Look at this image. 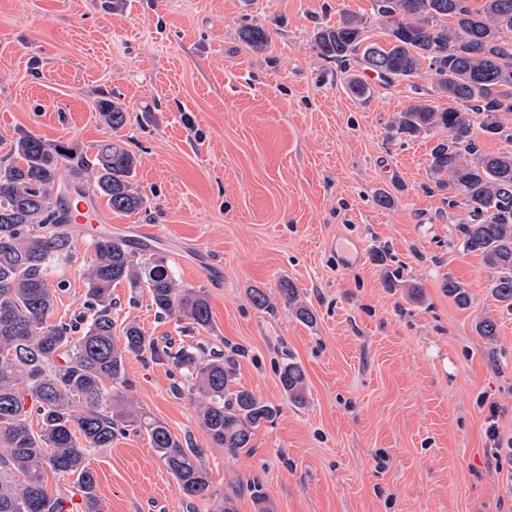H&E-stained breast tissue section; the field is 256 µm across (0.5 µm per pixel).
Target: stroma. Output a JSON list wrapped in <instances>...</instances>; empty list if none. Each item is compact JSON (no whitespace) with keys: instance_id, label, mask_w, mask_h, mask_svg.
I'll return each instance as SVG.
<instances>
[{"instance_id":"obj_1","label":"stroma","mask_w":512,"mask_h":512,"mask_svg":"<svg viewBox=\"0 0 512 512\" xmlns=\"http://www.w3.org/2000/svg\"><path fill=\"white\" fill-rule=\"evenodd\" d=\"M345 12L386 45L372 0H0V157L26 133L94 153L116 135L99 112L109 98L128 110L117 135L146 198L138 213L72 225L74 261L57 271L70 288L53 320L84 309L92 238L125 240L206 292L200 340L237 350V387L278 409L230 453L201 427L196 398L173 392L168 366L128 357L127 396L203 449L210 495H180L147 435L129 429L92 455L102 512H512V456L493 455L485 436L495 405L500 442L512 441V307L462 250L468 211L429 170L445 131L392 129L429 74L388 86L361 69L371 93L356 96L320 56L317 29ZM248 25L268 32L264 48L241 39ZM379 192L389 205L375 204ZM332 240L359 260L338 266ZM448 277L468 305L448 296ZM284 280L313 322L284 302ZM112 296L115 328L175 339L188 328L127 285ZM486 315L490 338L477 329ZM289 361L305 373L302 406L279 382Z\"/></svg>"}]
</instances>
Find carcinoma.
<instances>
[{
  "mask_svg": "<svg viewBox=\"0 0 512 512\" xmlns=\"http://www.w3.org/2000/svg\"><path fill=\"white\" fill-rule=\"evenodd\" d=\"M373 0L390 41L368 42L361 19L345 15L321 28L316 45L322 58L343 71L355 64L386 85L418 75L427 63L433 86L398 113L396 134L415 137L440 128L448 138L430 152L429 168L448 199L462 197L471 222L461 226L462 250L482 258L497 273L492 296L512 306V152L479 153L475 129L501 132L500 113H512V0ZM453 25H443L445 18ZM448 98V107L430 95ZM100 112L114 130L126 122L121 103L105 99ZM10 154L22 163L0 161V512H71L66 499L48 487L47 474L71 479L82 495L81 512H101L91 456L107 448L127 426L143 430L151 447L188 499L209 495L204 449L180 439L168 425L136 409L119 387L128 355L148 357L178 370L176 393L199 398V420L210 440L232 453L249 447L261 423L278 408L247 389L231 390L236 359L206 352L200 343L160 344L129 323L115 336L112 288L121 283L148 294L158 314L186 317L198 330L210 328L207 295L183 288L165 257L142 259L121 240L98 236L84 270L85 315L79 321L50 322L64 279L53 278L71 261V231L63 200L53 201L59 172L94 190L115 212L134 214L145 206L134 187L138 160L118 143L94 157L33 134L20 136ZM448 295L460 305L469 293L449 278ZM282 297L301 320L312 319L286 283ZM294 404L305 398V373L294 362L279 375Z\"/></svg>",
  "mask_w": 512,
  "mask_h": 512,
  "instance_id": "carcinoma-1",
  "label": "carcinoma"
}]
</instances>
